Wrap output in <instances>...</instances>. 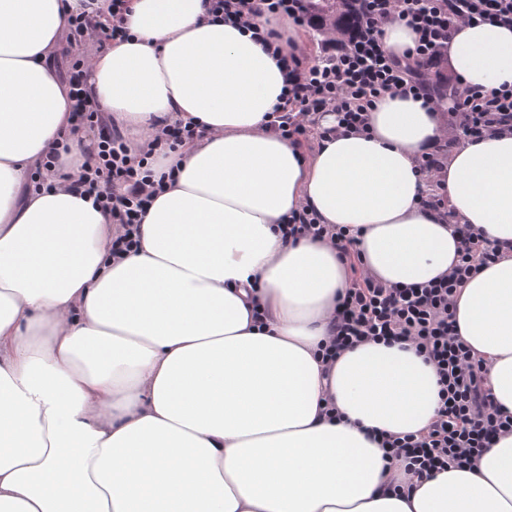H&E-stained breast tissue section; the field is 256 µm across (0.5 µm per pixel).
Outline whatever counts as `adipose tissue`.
<instances>
[{
	"mask_svg": "<svg viewBox=\"0 0 512 512\" xmlns=\"http://www.w3.org/2000/svg\"><path fill=\"white\" fill-rule=\"evenodd\" d=\"M103 28L107 0H0V512H512V432L474 469L408 483L368 431L425 430L437 375L409 343L324 363L350 272L329 245L284 242L305 206L360 230L365 268L425 284L457 258L455 224L500 250L456 298L458 332L512 413V132L460 143L422 204L417 160L446 113L386 96L368 129L305 152L270 130L285 71L204 0H127L130 37L85 49L88 98L139 138L175 121L197 138L156 154L175 171L112 256L111 218L70 186L95 164L53 68L71 16ZM450 73L512 87V28L458 27ZM409 492H400L403 484Z\"/></svg>",
	"mask_w": 512,
	"mask_h": 512,
	"instance_id": "adipose-tissue-1",
	"label": "adipose tissue"
}]
</instances>
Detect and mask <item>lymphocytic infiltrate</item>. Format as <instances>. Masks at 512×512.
<instances>
[{"label": "lymphocytic infiltrate", "mask_w": 512, "mask_h": 512, "mask_svg": "<svg viewBox=\"0 0 512 512\" xmlns=\"http://www.w3.org/2000/svg\"><path fill=\"white\" fill-rule=\"evenodd\" d=\"M314 0H208L213 19L240 25L261 44L271 34L258 22L266 14L295 27L313 23ZM363 20L356 35L344 45L327 41L326 56L318 62L304 53L276 46L288 67L284 101L268 114V127L293 142L318 132L316 118L335 113L345 131H364L376 100L403 94L448 114L453 142L486 134L512 131V88L491 91L462 83H448L438 64L459 25L489 21L512 27V0H363ZM111 27L94 31L83 17L70 21L66 79L74 99L77 127L97 131L95 167L81 171L71 186L92 198L123 228L112 241L114 256H123L139 244L140 217L165 188L164 177L153 168L158 149L176 150L196 132L188 125L169 124L152 134L138 158H131L125 137L108 124L103 112L89 102L83 88L86 59L81 52L92 37L124 40L125 0H110ZM380 22H402L417 34L414 49L404 58L391 56L376 35ZM282 237L327 241L351 263L353 277L333 317L327 358H335L363 342L406 341L431 363L438 376L440 406L419 435H377L386 459L400 463L416 479L452 468L472 466L502 432L512 431V415L497 406L488 388L484 368L459 338L454 299L471 276L496 261L495 246L468 226L458 230V260L438 280L409 286H389L368 274L354 247L357 234L347 227L320 223L308 208L293 210Z\"/></svg>", "instance_id": "lymphocytic-infiltrate-1"}]
</instances>
